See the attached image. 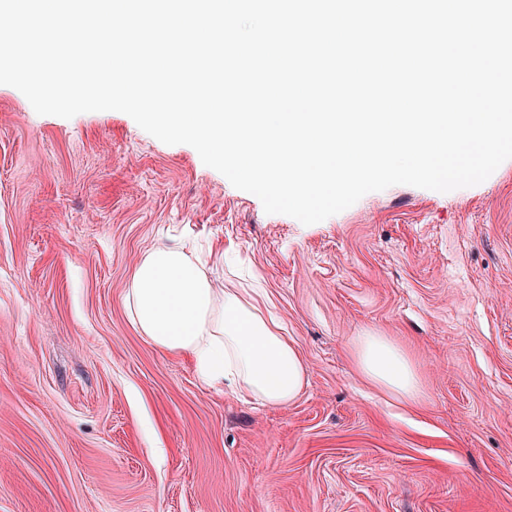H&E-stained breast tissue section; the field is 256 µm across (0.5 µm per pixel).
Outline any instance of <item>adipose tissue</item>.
Wrapping results in <instances>:
<instances>
[{
  "label": "adipose tissue",
  "mask_w": 512,
  "mask_h": 512,
  "mask_svg": "<svg viewBox=\"0 0 512 512\" xmlns=\"http://www.w3.org/2000/svg\"><path fill=\"white\" fill-rule=\"evenodd\" d=\"M195 242H160L134 265L124 294L130 324L152 346L187 358L208 383L226 385L271 405L296 399L306 366L284 328L267 315L256 288L220 287ZM358 370L399 399L422 395L419 376L384 336L359 337L353 352Z\"/></svg>",
  "instance_id": "ef3b65f1"
}]
</instances>
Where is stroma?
<instances>
[{
	"label": "stroma",
	"instance_id": "obj_1",
	"mask_svg": "<svg viewBox=\"0 0 512 512\" xmlns=\"http://www.w3.org/2000/svg\"><path fill=\"white\" fill-rule=\"evenodd\" d=\"M258 279L307 366L283 406L210 386L123 303L167 227ZM384 336L424 390L357 370ZM0 512H512V160L304 225L126 113L0 85Z\"/></svg>",
	"mask_w": 512,
	"mask_h": 512
}]
</instances>
